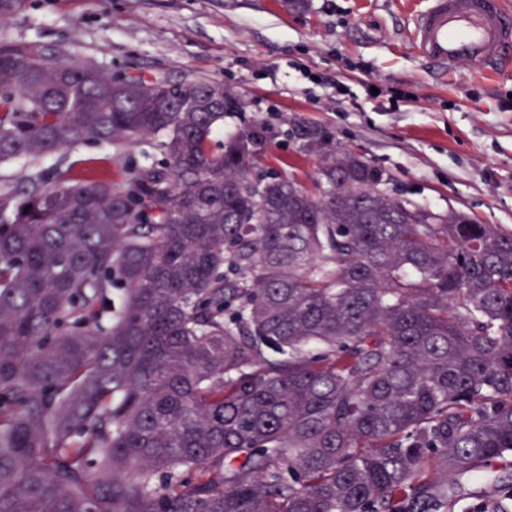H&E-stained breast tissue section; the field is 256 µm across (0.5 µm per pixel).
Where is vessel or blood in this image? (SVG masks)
Segmentation results:
<instances>
[{
	"instance_id": "1",
	"label": "vessel or blood",
	"mask_w": 512,
	"mask_h": 512,
	"mask_svg": "<svg viewBox=\"0 0 512 512\" xmlns=\"http://www.w3.org/2000/svg\"><path fill=\"white\" fill-rule=\"evenodd\" d=\"M413 42L432 66L450 71L465 65L481 76L512 44V23L500 0H429L416 15Z\"/></svg>"
}]
</instances>
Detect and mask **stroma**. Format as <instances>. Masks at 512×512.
I'll list each match as a JSON object with an SVG mask.
<instances>
[{"instance_id":"1","label":"stroma","mask_w":512,"mask_h":512,"mask_svg":"<svg viewBox=\"0 0 512 512\" xmlns=\"http://www.w3.org/2000/svg\"><path fill=\"white\" fill-rule=\"evenodd\" d=\"M426 0H23L0 43L58 61L128 69L144 80L224 85L237 103L222 136L259 126L255 174L312 186L320 158L300 128L331 132L389 176V194L437 213L454 209L512 231V59L473 76L440 74L416 53ZM160 155L149 142L83 143L0 166V195L57 168L107 172L114 184ZM512 510L495 477L463 476L448 512Z\"/></svg>"}]
</instances>
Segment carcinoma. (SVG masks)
<instances>
[{"label": "carcinoma", "mask_w": 512, "mask_h": 512, "mask_svg": "<svg viewBox=\"0 0 512 512\" xmlns=\"http://www.w3.org/2000/svg\"><path fill=\"white\" fill-rule=\"evenodd\" d=\"M103 71L0 44V166L162 155L0 198V512H440L512 472V232L415 223L324 129L318 194L252 179L223 84ZM159 159L161 155L146 141L120 149L83 143L66 152L20 159L0 166V196L18 188L25 179L52 175L57 168L71 163H76V169L105 171L114 184L120 185L132 170L150 166Z\"/></svg>", "instance_id": "carcinoma-1"}]
</instances>
